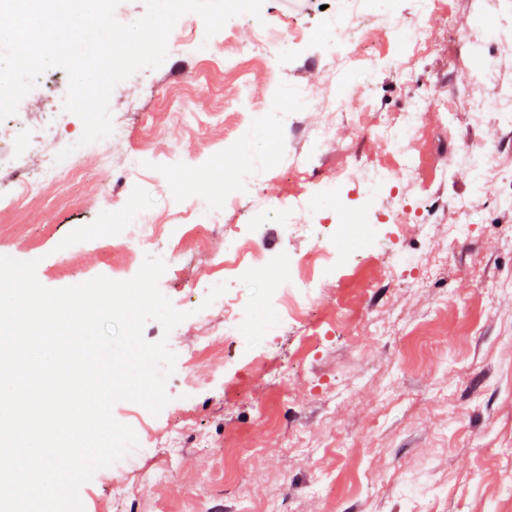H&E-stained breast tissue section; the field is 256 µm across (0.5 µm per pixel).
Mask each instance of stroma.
Segmentation results:
<instances>
[{
	"label": "stroma",
	"instance_id": "stroma-1",
	"mask_svg": "<svg viewBox=\"0 0 512 512\" xmlns=\"http://www.w3.org/2000/svg\"><path fill=\"white\" fill-rule=\"evenodd\" d=\"M341 0H263L260 15L235 26L228 40L249 45L260 23L296 16L318 25L336 13ZM512 16V0H474L452 20L439 13L420 15L413 0H396L389 24L401 30L422 27L436 37V51L405 73L397 48L374 37L357 77L346 90L350 114L336 125V141L321 147L311 173L329 178L345 154L376 156L384 145L363 125L365 108L394 111L402 105L404 85L449 74L451 92L425 107L422 135L406 142V152L421 155L434 170L458 154L465 139L497 142L502 131L492 115L473 122L475 99L491 98L471 70L450 64L466 44L485 40L482 20L488 14ZM260 57L245 58L227 70L181 51L170 52L166 67L149 81L132 74L110 95L111 114L133 129L153 125L149 152L158 170L139 181L145 212L163 215L177 186L188 198L202 200L214 192L202 175L191 176L166 165L176 150L202 157L224 147V170L249 167L269 202L284 201L292 184L269 168L275 147L266 109L294 90H302L315 107L306 114L309 133L322 123V104L334 93L320 64L315 43L301 46L279 73V93L256 81ZM254 101L263 103L249 125L233 129L230 110L244 83ZM142 102L138 112L123 111L126 94ZM179 112H196L199 131L186 134ZM447 113L440 122L439 113ZM235 130L225 144L226 130ZM97 173V157L86 154L79 176L62 181L58 197L17 212L0 208V253L36 261V277L49 289L69 287L110 276L111 248L90 244L58 256L61 239L79 224H109L113 199L124 185L105 186L84 204L86 186ZM474 176L456 167L439 188L448 202L468 203V237L449 232L454 211L437 223L412 224L397 240L403 251L416 252L421 271L389 272L379 262L337 274L333 283L312 291L313 319L377 307L378 322H357L351 334H328L326 341H306L304 325L275 329L271 335L276 364L292 373L288 390L272 375L251 371L235 348H225L224 369L194 359L183 373V389L168 395L158 413L162 423L183 429L189 442L180 449L175 472L163 481L153 473L165 465L162 453L137 456L133 468L96 469L78 488L82 512H219L244 502L248 512H408L409 490L423 491L427 512H487L512 472V239L500 229L512 222L489 198L473 193ZM269 221L254 235L267 259L287 251L297 256V282L312 277L303 255L315 240L281 236ZM204 256L184 249L174 277L159 281L162 294L190 298V287L208 274ZM424 285H416L417 276ZM130 485V501L113 504L111 474Z\"/></svg>",
	"mask_w": 512,
	"mask_h": 512
}]
</instances>
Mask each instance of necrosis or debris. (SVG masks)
<instances>
[{
	"label": "necrosis or debris",
	"instance_id": "necrosis-or-debris-1",
	"mask_svg": "<svg viewBox=\"0 0 512 512\" xmlns=\"http://www.w3.org/2000/svg\"><path fill=\"white\" fill-rule=\"evenodd\" d=\"M344 4L341 13L314 29L295 19L265 24L258 29L250 47L230 42L219 32L207 35L205 27L188 16L176 38L168 40L167 45L205 60H220L228 69L235 68L242 57L257 49L266 57L264 74L268 77L275 75L278 61L302 41L318 42L325 59L332 61L341 55L354 66L366 46L356 28L360 20L369 15L386 39L402 47L408 67L419 65L432 52L434 39L427 30L415 27L398 32L389 28V0H344ZM506 56H512V19L490 26L487 46L473 47L466 52V62L476 67L477 81L497 88L492 101L476 100L472 119L477 122L486 113H493L504 138L492 145L466 141L459 158L477 174V192L493 193L501 208L511 209L512 161L502 160L501 154L512 147V84L500 87L498 79V61ZM422 104V97L409 91L404 96L401 111L363 113V120L375 128L385 143V156L356 165L341 163L327 180L313 182L304 180L303 175L313 167L314 154L294 147L303 130V113L308 102L300 96L288 100L281 103L279 115L282 136L292 147L274 154L273 160L282 173L292 178L302 177L303 183L287 201L266 202L251 176L242 170L234 175L231 184L203 201H189L182 190H175L168 219L164 222L144 213L136 194H127L114 203L117 218L113 225L73 228L64 238L62 247L67 250L81 246L90 238L101 244L112 242V278L120 281L132 254L157 256L166 266H173L182 246L174 233L182 231L184 237L194 238L197 247L208 250L209 263L215 269L197 288L203 304L196 309L193 319L205 324L206 332L199 338L194 356L211 353L219 341L228 345L240 342L251 302L231 298L229 287L233 282L255 278L262 259L241 225L223 223L221 213L236 208L247 198L251 201V216L275 220L294 233H315L318 243L305 254L304 260L318 284L325 283L336 269L337 240L347 243L351 257L365 261L379 259L383 245L374 236L371 225L363 222L361 212L345 210L334 216L324 211L323 202L341 188L352 189L360 199L373 201L381 188L403 187L406 195L394 197L391 206L384 211L388 224L398 231L408 224L430 223L438 205L416 193L422 185V158L402 148L407 137L421 130ZM0 123L12 131L11 139L0 143V169L7 168L19 175L18 180L0 188V201L11 206L34 204L54 196L61 177L76 174L80 158L88 153L97 154L100 160L98 179L91 184L86 196L90 202L102 186L139 174L152 165L144 143L130 144L129 128L119 120L113 121L110 135L86 145L80 142L83 122L70 112H45L41 123L34 125L29 122L27 112L20 109ZM118 143L126 146L119 155L112 151L113 145ZM67 147L71 148V155L57 160V153ZM33 154L41 157L35 168L29 165ZM299 208L307 211L308 223H295L294 212ZM291 264V258L286 256L277 260L275 271L268 278L270 287L265 291L270 316L280 325L301 321L309 306L306 289L292 284L288 278Z\"/></svg>",
	"mask_w": 512,
	"mask_h": 512
}]
</instances>
